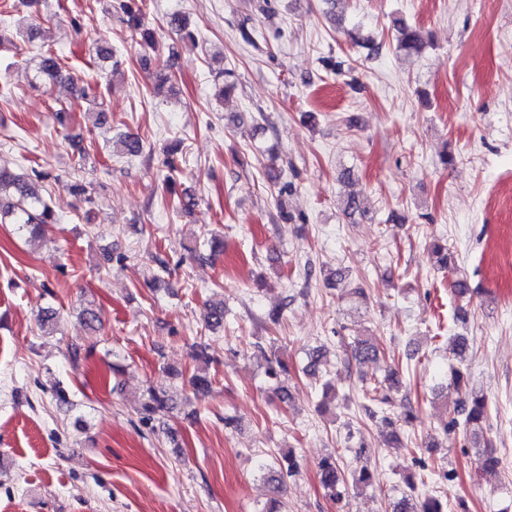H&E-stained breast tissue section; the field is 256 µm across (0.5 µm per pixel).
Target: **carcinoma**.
<instances>
[{
	"label": "carcinoma",
	"instance_id": "1",
	"mask_svg": "<svg viewBox=\"0 0 512 512\" xmlns=\"http://www.w3.org/2000/svg\"><path fill=\"white\" fill-rule=\"evenodd\" d=\"M134 0H116L113 9L127 17V25L131 37H140L144 45L152 46L151 32L145 28L141 7L132 5ZM170 29L181 38H194L189 30V19L181 13H173L169 17ZM395 31V49L408 56L418 54L424 48L420 31L401 19L393 21ZM63 70L62 58L51 49L44 50L36 63L35 78H54L61 75ZM144 149L143 140L133 134L125 135L120 140V152L127 156H138ZM278 155L268 153V163L264 165V175L268 181L278 187V197L288 193L289 184L281 182V172L276 168ZM50 178L46 171L32 168L28 173H16L5 167H0V224H14L17 231L31 241H47V233L52 225L58 223L54 210L49 205L45 195L38 189L39 184ZM433 253L441 270H455V260L448 245L435 242ZM204 315L205 327L216 331L224 327V301L214 299L206 303ZM380 348L369 338L355 337L350 345V358L356 364H365L379 357ZM452 383L460 391V398L454 409V415L448 417L443 429H454L464 426L470 442L477 446L484 437V429L488 418V399L467 389L463 384V374L460 370L452 371ZM176 408L174 399L168 391L150 386L141 399V421L145 424L154 420L155 416L169 413ZM413 418L410 406L395 415H381L380 421L391 428V435H396L394 426L397 422H409ZM298 469V462L291 452L283 455L279 467L274 468L261 464L264 481L270 492V507L266 512H279V497L282 495L286 479L293 476ZM320 483L328 497L341 501L349 495L350 485L342 475L336 457L330 455L323 458L318 465ZM394 512H446V505L435 495H427L420 502H413L410 497H404L396 505Z\"/></svg>",
	"mask_w": 512,
	"mask_h": 512
}]
</instances>
